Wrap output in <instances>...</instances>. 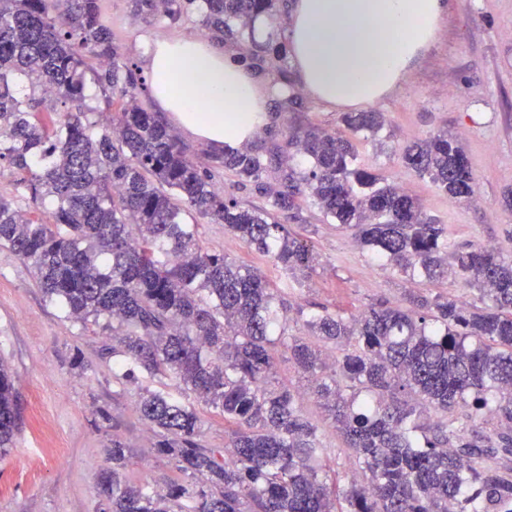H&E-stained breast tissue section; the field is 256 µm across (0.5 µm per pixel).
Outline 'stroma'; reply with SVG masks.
Returning a JSON list of instances; mask_svg holds the SVG:
<instances>
[{
    "label": "stroma",
    "instance_id": "35a3bbf8",
    "mask_svg": "<svg viewBox=\"0 0 512 512\" xmlns=\"http://www.w3.org/2000/svg\"><path fill=\"white\" fill-rule=\"evenodd\" d=\"M440 35L406 82L374 111L384 113L382 142L356 140L361 166L418 197L427 213L448 228L459 245L494 246L512 259V0H448ZM102 20L123 57L139 63L147 34H199L197 17L169 23L159 15H134L130 0H101ZM463 144L477 184V197L458 203L405 168L398 144L440 130ZM288 226L305 237L316 257L309 278L272 271L269 259L221 224L200 220L201 245L239 264L271 271L290 307H324L348 316L371 302H404L408 292H448L466 304L478 293L461 278L414 282L380 266L353 232L323 218L301 197ZM99 326L67 319L38 288L33 270L0 248V359L11 368L22 425L9 453L0 455V512H99V475L112 462L108 450L120 439L130 451L125 471L134 483L163 486L173 475L152 451L153 434L135 411L149 377L121 387L112 377ZM300 407L319 427L330 463L346 466L345 443L310 395Z\"/></svg>",
    "mask_w": 512,
    "mask_h": 512
}]
</instances>
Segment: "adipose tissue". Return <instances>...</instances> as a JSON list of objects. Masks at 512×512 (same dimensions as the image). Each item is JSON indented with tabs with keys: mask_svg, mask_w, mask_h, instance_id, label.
Instances as JSON below:
<instances>
[{
	"mask_svg": "<svg viewBox=\"0 0 512 512\" xmlns=\"http://www.w3.org/2000/svg\"><path fill=\"white\" fill-rule=\"evenodd\" d=\"M447 12V0H289L293 79L331 108L374 105L409 77ZM141 66L158 112L214 150L248 144L265 125L270 95L240 50L148 35Z\"/></svg>",
	"mask_w": 512,
	"mask_h": 512,
	"instance_id": "1",
	"label": "adipose tissue"
}]
</instances>
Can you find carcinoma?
<instances>
[{
    "label": "carcinoma",
    "mask_w": 512,
    "mask_h": 512,
    "mask_svg": "<svg viewBox=\"0 0 512 512\" xmlns=\"http://www.w3.org/2000/svg\"><path fill=\"white\" fill-rule=\"evenodd\" d=\"M132 3L135 14L172 23L197 13L212 38L248 41L251 59L272 74L270 95L299 105L286 38L254 36L256 20L281 16L284 0ZM148 97L100 0H0V166L13 186L0 193V247L31 266L66 318L112 333L103 351L119 358L116 383H137L138 370L171 378L224 420V447L208 448L196 409L172 392L144 391L138 418L177 477L162 492L129 482V449L114 439L101 512H512V261L449 242L417 197L355 166L351 137H380L383 113H343L346 135L290 125L286 154L206 149L203 164ZM399 156L448 198L474 199L465 149L448 132L411 141ZM271 168L277 187L265 181ZM219 172L266 204L224 196ZM305 193L375 259L412 280L459 276L481 305L413 292L348 318L299 307L307 335L289 334L288 308L266 273L204 249L195 219L306 276L313 250L285 224ZM19 195L33 208L18 207ZM282 351L311 379L310 395L367 484L324 457L299 392L274 376ZM488 417L497 427L485 434ZM20 424L0 360V453Z\"/></svg>",
    "instance_id": "obj_1"
}]
</instances>
